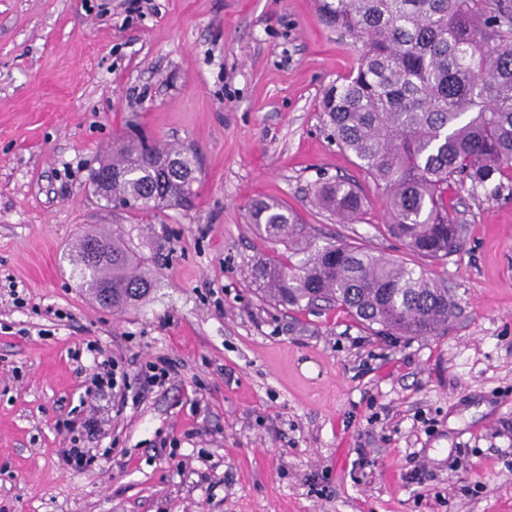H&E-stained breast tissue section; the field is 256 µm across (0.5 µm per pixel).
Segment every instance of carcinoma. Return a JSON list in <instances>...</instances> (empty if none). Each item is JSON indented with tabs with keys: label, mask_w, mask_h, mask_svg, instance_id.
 <instances>
[{
	"label": "carcinoma",
	"mask_w": 512,
	"mask_h": 512,
	"mask_svg": "<svg viewBox=\"0 0 512 512\" xmlns=\"http://www.w3.org/2000/svg\"><path fill=\"white\" fill-rule=\"evenodd\" d=\"M320 21L361 46L357 65L322 99L330 135L373 182L389 231L418 256L442 261L461 245L463 226L448 187L512 182V6L506 0H315ZM112 173L103 198L112 211L185 207L201 166L189 147L120 141L90 177ZM313 204L340 224L365 212L360 189L326 180ZM250 221L288 257L253 276L282 306L333 303L379 334L436 336L454 316L449 288L423 269L304 230L273 199L249 207ZM81 287L112 307L144 298L155 279L116 233L88 232L78 247Z\"/></svg>",
	"instance_id": "obj_1"
}]
</instances>
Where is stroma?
<instances>
[{"instance_id":"35a3bbf8","label":"stroma","mask_w":512,"mask_h":512,"mask_svg":"<svg viewBox=\"0 0 512 512\" xmlns=\"http://www.w3.org/2000/svg\"><path fill=\"white\" fill-rule=\"evenodd\" d=\"M359 50L313 0H0V512H512V186L448 191L460 249L432 263L387 230L372 181L329 137L326 87ZM194 148L192 208L113 214L89 175L116 141ZM344 177L356 224L310 193ZM307 231L424 266L456 315L378 335L325 303L274 304L256 261L286 250L253 199ZM156 286L123 309L79 286L90 230ZM100 347L136 404L99 401L85 471L61 454ZM175 366L149 387L145 367Z\"/></svg>"}]
</instances>
